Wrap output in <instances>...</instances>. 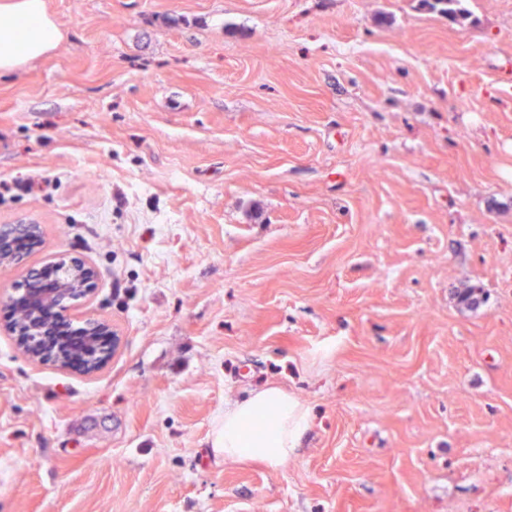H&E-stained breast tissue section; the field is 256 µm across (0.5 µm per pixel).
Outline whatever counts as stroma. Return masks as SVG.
Wrapping results in <instances>:
<instances>
[{"label": "stroma", "instance_id": "35a3bbf8", "mask_svg": "<svg viewBox=\"0 0 512 512\" xmlns=\"http://www.w3.org/2000/svg\"><path fill=\"white\" fill-rule=\"evenodd\" d=\"M0 76V206L117 338L61 371L0 332V512H512V0H46ZM472 291L477 307L459 300ZM276 387L279 469L214 450ZM0 15V75L17 71L57 48L61 32L44 0H4ZM43 178L37 175H27L25 177L13 178L11 180H0V205L8 199H13L21 195L31 194L35 188H40Z\"/></svg>", "mask_w": 512, "mask_h": 512}]
</instances>
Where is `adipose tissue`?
Returning <instances> with one entry per match:
<instances>
[{"label": "adipose tissue", "mask_w": 512, "mask_h": 512, "mask_svg": "<svg viewBox=\"0 0 512 512\" xmlns=\"http://www.w3.org/2000/svg\"><path fill=\"white\" fill-rule=\"evenodd\" d=\"M0 75L17 71L57 48L60 29L45 0H0ZM308 426V413L287 393L265 388L225 409L214 449L225 459L258 461L278 469L291 458Z\"/></svg>", "instance_id": "1"}]
</instances>
